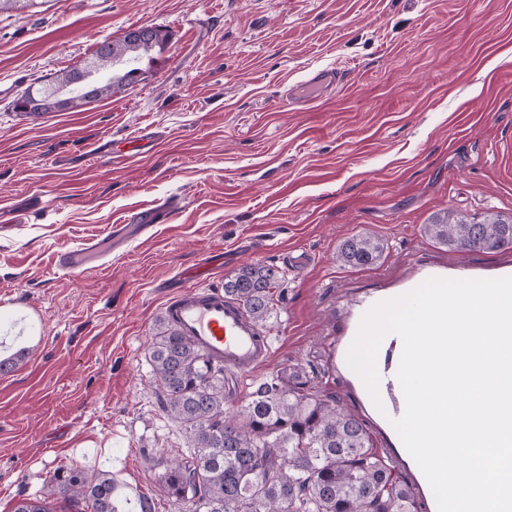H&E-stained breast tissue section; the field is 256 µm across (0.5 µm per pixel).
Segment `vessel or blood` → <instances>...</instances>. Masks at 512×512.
Listing matches in <instances>:
<instances>
[{"mask_svg":"<svg viewBox=\"0 0 512 512\" xmlns=\"http://www.w3.org/2000/svg\"><path fill=\"white\" fill-rule=\"evenodd\" d=\"M340 82V75L334 71L315 72L308 80L311 90L304 94V103L319 100L326 87ZM176 209V201L171 200L135 212L126 223L111 225L104 237L91 239L84 248L58 253L56 264L61 269L76 271L83 267L87 253H95L101 259L111 256L131 234H141L153 225L168 223ZM165 315L208 359L238 373L254 371L273 353L271 336L253 321L242 305L226 297L223 289L209 286L206 273H199L194 285L167 300ZM401 354V347L391 336L378 352V390L385 409L379 422L385 427L391 420L400 418L406 408L397 379ZM399 455L407 465L411 488L423 503H434L431 487L412 456L404 449Z\"/></svg>","mask_w":512,"mask_h":512,"instance_id":"b4317fda","label":"vessel or blood"}]
</instances>
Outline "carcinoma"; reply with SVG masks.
Returning <instances> with one entry per match:
<instances>
[{
  "label": "carcinoma",
  "mask_w": 512,
  "mask_h": 512,
  "mask_svg": "<svg viewBox=\"0 0 512 512\" xmlns=\"http://www.w3.org/2000/svg\"><path fill=\"white\" fill-rule=\"evenodd\" d=\"M167 34L146 39L133 33L102 42L92 60L24 88L15 111L33 103L36 115L88 104L85 76L104 99L134 86V74L150 65ZM66 90L61 100L58 93ZM423 234L450 251L498 252L512 248V216L486 212L471 217L456 210L432 214ZM387 243L357 233L339 245L345 266H374ZM278 272L261 262L244 265L224 281V295L239 302L259 326L273 306ZM150 361L170 416L189 433L190 455L165 464L168 496L193 503L195 512H419L407 484L398 481L372 448L366 424L332 395L312 390L305 368L292 365L257 383L241 401L224 390V366L204 357L166 317L157 319ZM116 482L108 471L92 476L78 469L53 474L46 494L60 496L69 512H118Z\"/></svg>",
  "instance_id": "carcinoma-1"
}]
</instances>
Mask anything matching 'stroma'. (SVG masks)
Wrapping results in <instances>:
<instances>
[{"label": "stroma", "mask_w": 512, "mask_h": 512, "mask_svg": "<svg viewBox=\"0 0 512 512\" xmlns=\"http://www.w3.org/2000/svg\"><path fill=\"white\" fill-rule=\"evenodd\" d=\"M167 30L133 87L39 117L12 102L131 28ZM512 0H43L0 13V512L55 470L111 471L125 512H192L162 487L190 440L149 360L156 320L191 269L223 285L239 267L283 268L264 329L271 359L225 372L234 397L289 365L352 413L336 370L349 315L411 279L512 276V249L455 252L421 232L452 209L512 215ZM343 73L315 108H284L313 72ZM480 94H472L474 85ZM148 131L138 161L118 159ZM173 196L171 221L122 252L55 264L133 211ZM386 241L369 268L339 243ZM386 250L387 243L381 238L368 233H357L340 243L337 257L344 266L364 268L380 263Z\"/></svg>", "instance_id": "35a3bbf8"}]
</instances>
